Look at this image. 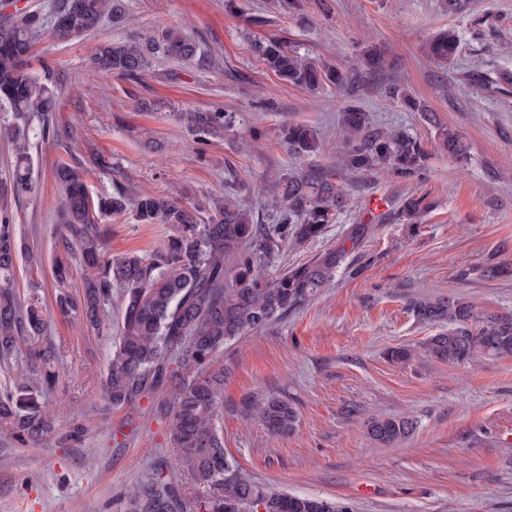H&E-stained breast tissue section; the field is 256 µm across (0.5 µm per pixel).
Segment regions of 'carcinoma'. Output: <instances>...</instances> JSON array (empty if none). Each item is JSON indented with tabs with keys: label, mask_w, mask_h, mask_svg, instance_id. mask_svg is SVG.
<instances>
[{
	"label": "carcinoma",
	"mask_w": 512,
	"mask_h": 512,
	"mask_svg": "<svg viewBox=\"0 0 512 512\" xmlns=\"http://www.w3.org/2000/svg\"><path fill=\"white\" fill-rule=\"evenodd\" d=\"M116 0H53V31L61 39L95 32L104 17L117 15ZM44 32V19L23 11L0 20V106L9 107L14 123H0L11 137L16 156L13 194L34 190L26 162L28 145L19 122L39 115L43 131L50 130L57 95L49 79L33 76L25 57ZM264 65L282 80L311 93L348 82L342 69L303 57L284 43L269 39L253 46ZM458 52V39L448 29L428 45V55L448 62ZM158 54L181 61L201 60L195 39L179 30L147 32L123 42L102 43L92 65L100 76L138 79ZM388 93L411 111L424 107L399 85ZM195 131L209 134L228 124L222 112H196ZM350 142L338 166L352 171L383 169L396 179L411 180L424 170L426 152L416 137L404 130L372 131L364 113L351 105L342 114ZM283 142L299 157L319 146L317 130L306 124L283 128ZM444 147L465 171L469 147L461 134H444ZM55 178L64 192L58 223L66 229L65 249L87 269L81 293H61L56 307L64 317L76 316L91 329H100L106 305L118 296L121 310L119 341L112 351L103 396L114 408L133 407L148 394L172 397L168 433L174 449L172 466L188 472L197 487L193 501L156 466L144 473L123 497L124 512H353L341 501L291 495L243 474L228 458L218 419L224 401V370L212 368L213 357L224 347L257 328H267L312 299L333 277L344 259V249L329 248L312 259L283 267L276 275L265 272V260L286 247L323 235L334 223L343 199L336 187V171L309 166L277 181L273 208L275 224H256L252 214L227 196L212 201L204 219L196 211L158 195L138 196L119 184L110 195L92 196L85 171L62 162ZM427 209L423 199L406 201V222ZM134 212L140 224H171L176 234L152 257L136 252L109 254L104 250L101 216ZM19 242L8 216L0 218V365L10 370L20 341H29L34 358L46 361L51 348L39 347L49 321L35 299L24 304L17 297L15 278ZM421 322H448V333L434 336L429 351L454 364L480 358L512 355V315L475 313L473 306L450 291L419 295L410 301ZM176 363L194 370L185 377L171 368ZM55 373L47 366L34 376L17 375L13 387L0 398V421L8 422L27 444L36 445L54 427V418L36 399L35 387H50ZM247 413L275 436L292 432L298 410L280 395L247 403ZM413 429L406 417H376L368 421L370 437L383 445L403 440Z\"/></svg>",
	"instance_id": "obj_1"
}]
</instances>
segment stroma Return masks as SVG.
<instances>
[{
	"instance_id": "35a3bbf8",
	"label": "stroma",
	"mask_w": 512,
	"mask_h": 512,
	"mask_svg": "<svg viewBox=\"0 0 512 512\" xmlns=\"http://www.w3.org/2000/svg\"><path fill=\"white\" fill-rule=\"evenodd\" d=\"M279 0H123V24L103 19L82 39L45 32L28 69L49 77L60 106L51 139L31 118L25 134L36 186L9 193L15 155L0 135V206L23 245L16 271L20 300L38 293L51 316L50 343L58 380L40 401L57 414L38 446L18 441L0 422V512H120L123 494L142 468L171 457L165 398L149 395L134 408H113L101 396L118 311L96 331L56 309L60 290L77 294L84 269L70 262L66 286L54 277L66 255L57 222L63 193L59 162L89 169L92 194L121 182L207 212L213 199L237 194L260 224L274 221L275 177L305 164L335 165L348 147L338 123L350 105L371 129L403 128L428 153L421 177L402 181L380 171H341L346 205L324 235L280 253L269 272L344 245L333 281L313 300L271 327L225 347L215 361L226 372L220 426L224 447L243 473L292 494L349 502L354 512H512V355L469 364L428 356L425 346L447 324L418 322L407 300L431 289L455 291L477 312L512 314V0H302L300 12ZM264 16L254 25V16ZM178 28L197 41L203 62L154 59L137 80L100 77L96 47L146 29ZM454 30L460 45L450 62L426 57L436 34ZM277 37L299 54L347 72L344 89L310 93L282 81L253 51ZM391 64L367 69L366 50ZM482 82L467 85L470 72ZM397 83L421 106L406 110L389 97ZM219 109L233 122L205 141L184 118ZM303 123L319 133L318 153H289L281 129ZM460 133L471 159L458 174L442 147L445 130ZM382 207L371 208L374 198ZM427 204L409 224L399 213L408 198ZM106 249L150 255L174 228L140 224L132 214L103 218ZM368 230L347 242L350 225ZM507 268L489 276L492 266ZM414 350L407 363L385 351ZM275 393L292 400L299 419L282 438L248 419L245 401ZM407 415L416 427L382 446L366 435L371 416ZM82 425L81 441L70 440Z\"/></svg>"
}]
</instances>
